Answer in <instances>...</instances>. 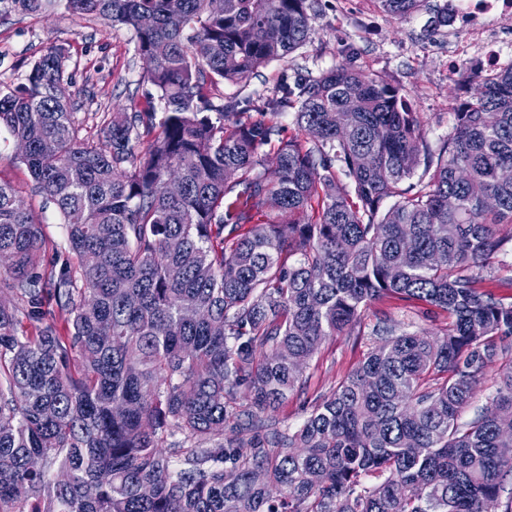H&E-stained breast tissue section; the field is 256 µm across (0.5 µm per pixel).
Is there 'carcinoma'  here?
<instances>
[{"label":"carcinoma","mask_w":512,"mask_h":512,"mask_svg":"<svg viewBox=\"0 0 512 512\" xmlns=\"http://www.w3.org/2000/svg\"><path fill=\"white\" fill-rule=\"evenodd\" d=\"M64 2L130 30L154 92L92 137L51 48L0 97L76 259L44 263L40 224L0 183V512H512V300L479 287L512 224V66L479 77L434 149L401 88L344 66L246 98L260 119L209 100L305 46L311 0ZM424 2L377 0L397 18ZM290 110L301 135L282 142ZM391 296L451 322L376 318L377 344L281 429L271 412L322 345Z\"/></svg>","instance_id":"carcinoma-1"}]
</instances>
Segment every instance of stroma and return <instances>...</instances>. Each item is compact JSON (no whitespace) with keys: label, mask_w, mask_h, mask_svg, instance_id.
Masks as SVG:
<instances>
[{"label":"stroma","mask_w":512,"mask_h":512,"mask_svg":"<svg viewBox=\"0 0 512 512\" xmlns=\"http://www.w3.org/2000/svg\"><path fill=\"white\" fill-rule=\"evenodd\" d=\"M444 2L426 0L418 12L399 19L383 12L376 0H316L309 43L258 68L248 88L219 84L211 91L212 101L220 104L246 91L265 94L282 80L308 78L343 64L402 88L413 111L427 123L429 144L438 146L457 107L477 86L476 81L448 73V30L431 26ZM52 46L64 49L74 86L84 92L79 112L88 126H95L103 113L129 111L130 94L148 86V67L126 27L95 16H75L63 0H0V97L22 85L33 63ZM0 182L16 189L40 223L46 262L63 264L68 252L61 216L34 192L27 167L15 158V141L5 132L0 133ZM375 307L409 331L436 335L448 324L446 312L394 297ZM373 342L372 336L361 334L327 340L306 368L304 385L276 410L280 427L296 429L312 402L329 394Z\"/></svg>","instance_id":"obj_1"}]
</instances>
